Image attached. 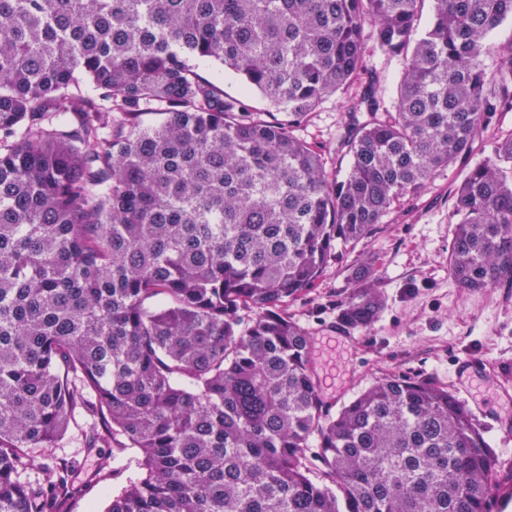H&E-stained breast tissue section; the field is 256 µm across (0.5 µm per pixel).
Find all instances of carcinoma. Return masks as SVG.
<instances>
[{
	"label": "carcinoma",
	"mask_w": 512,
	"mask_h": 512,
	"mask_svg": "<svg viewBox=\"0 0 512 512\" xmlns=\"http://www.w3.org/2000/svg\"><path fill=\"white\" fill-rule=\"evenodd\" d=\"M0 0V512H57L30 448L76 413L139 451L105 512H495L496 454L448 388L386 374L338 409L283 308L512 109V0ZM341 181L292 128L363 66ZM495 53L497 79L484 78ZM217 61L284 118L204 77ZM159 119L146 123L143 117ZM448 273L512 286V136L456 187ZM343 325L383 302L354 269Z\"/></svg>",
	"instance_id": "cac0c4a2"
}]
</instances>
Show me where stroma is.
Returning <instances> with one entry per match:
<instances>
[{"instance_id": "stroma-1", "label": "stroma", "mask_w": 512, "mask_h": 512, "mask_svg": "<svg viewBox=\"0 0 512 512\" xmlns=\"http://www.w3.org/2000/svg\"><path fill=\"white\" fill-rule=\"evenodd\" d=\"M199 71L221 83L225 93L247 99L257 111H268L266 99L221 64L203 62ZM401 73L399 59L367 46L356 80L293 127V135L320 154L330 176L341 179L349 171V157L339 147L348 107L373 75L386 106H393ZM509 136L512 110L501 112L475 139L471 151L457 157L424 193L395 202L371 237L330 261L314 288L289 301L288 315L310 336L343 331L336 304L354 286L353 269L363 260L373 262L384 308L375 326L358 334L347 351L327 354L333 405H342L382 375L406 371L463 395L457 369L464 357L471 356L491 368L492 375L481 393L463 396L465 404L483 423L492 414H512V288L471 291L458 287L448 274L455 189L470 169L491 155L496 140ZM85 428L84 416L75 415L67 433L52 447L30 449L32 464L22 474L32 481L40 478L44 464L77 461L88 479L64 504L63 512H105L114 495L143 475L137 449L104 445L87 451ZM487 439L497 456L498 504L503 507L512 503V435L489 426Z\"/></svg>"}]
</instances>
